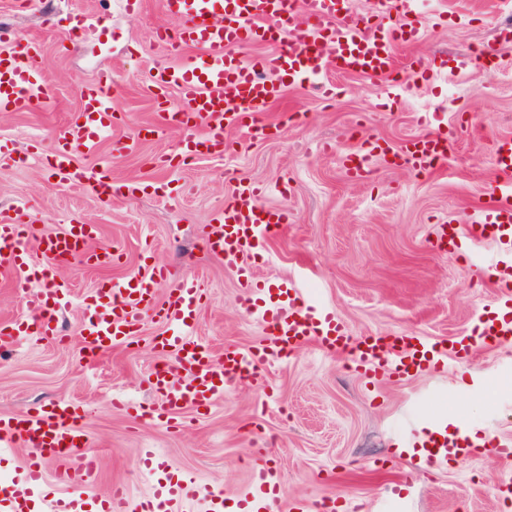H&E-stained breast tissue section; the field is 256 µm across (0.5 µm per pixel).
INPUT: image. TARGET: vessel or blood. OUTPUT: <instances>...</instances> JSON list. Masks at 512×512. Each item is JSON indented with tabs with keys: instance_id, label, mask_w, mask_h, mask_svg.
<instances>
[{
	"instance_id": "1",
	"label": "vessel or blood",
	"mask_w": 512,
	"mask_h": 512,
	"mask_svg": "<svg viewBox=\"0 0 512 512\" xmlns=\"http://www.w3.org/2000/svg\"><path fill=\"white\" fill-rule=\"evenodd\" d=\"M168 14L180 15L184 25L169 32L155 28L153 37L174 55H184L179 66L151 70L147 79L160 91L175 89V106H161L160 121L183 130L185 158L202 153H223L227 130L243 131L248 139L266 135L262 118L275 102L285 82H304L320 77L319 91L335 98L336 87L323 76L335 69L362 73L374 78L395 74L394 49L398 42L419 38L420 18L410 15L409 0H377L383 18L370 28L364 17L351 10L346 0H163ZM283 40L273 54L243 56L244 47L256 41ZM12 46L0 53V109L26 111L48 96L41 81L42 48L32 38L11 36ZM112 76L103 72L81 87V108L74 114L57 146L51 151L49 170L60 183L94 184L102 201L116 190L106 180L108 164L91 173L75 165L74 153H95L112 130ZM452 147L445 130H430L390 149L382 140L351 153L345 167L351 177L364 178L371 158L392 154L399 165L419 174L445 169ZM496 179L489 187L495 203L484 210L477 224H443L439 239L445 240L448 256H455L461 236L483 241L492 233L503 253L502 259L487 264L486 273L498 287L512 286V139L494 146ZM265 186L239 185L209 224L207 249L223 257L237 271L241 284V311L264 325L267 335L256 349L226 347L223 358H214L195 336L204 293L193 282L176 276L170 268L155 266L133 271L117 284L99 289L82 314L81 334L94 352L110 350L135 334L143 317L155 313L167 326L156 337L155 346L174 353L175 367H159L149 386L156 401L146 416L160 423L176 421L186 410L211 407L224 387L236 380L256 381L269 368L306 344H315L328 354H348L354 368L376 380L385 376L403 379L421 374H443L449 361L471 360L476 351L490 345L512 343V297L499 299L500 314L483 320L478 332L463 336L451 345L415 333L394 336H353L335 310L312 299L294 281L265 285L256 281L249 258L265 248L289 221L287 208L264 205ZM34 227L23 218L22 208L0 211V277L14 282L26 297L28 314L18 321L0 323V350L13 349L28 335H57L52 306L68 293L67 285L56 282L58 264L81 258L92 266H111L117 252L108 244H96V230L71 224L63 231L43 237L40 245L47 258L37 265L27 259ZM166 290L163 305L155 295ZM82 408L69 401L41 407L37 414L0 417V447H22L28 455L21 476L0 488V512H84L80 490L99 470V458L86 452L88 439L81 426ZM427 455L411 460L410 471L421 475L465 460L486 447L482 427L461 432L439 427L427 440ZM62 463L57 473L60 492L48 491L45 467ZM142 466L155 475L153 498L141 512H176L192 497L203 498L207 512H226L223 489L200 483L195 477L166 473L154 450H145ZM281 500L279 484L266 468L255 472L248 501L253 512H276Z\"/></svg>"
}]
</instances>
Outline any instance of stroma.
I'll return each instance as SVG.
<instances>
[{"label":"stroma","instance_id":"obj_1","mask_svg":"<svg viewBox=\"0 0 512 512\" xmlns=\"http://www.w3.org/2000/svg\"><path fill=\"white\" fill-rule=\"evenodd\" d=\"M412 10L425 33L398 45L396 61L403 68L414 57L437 58L441 68L429 80L405 91L391 77L335 70L332 100L313 87L289 85L263 114L273 128L269 139L250 141L231 130L223 155L184 161L182 133L171 125L112 155L114 140L158 120L148 72L177 62L152 37L156 26L182 24L161 0H141L133 13L121 0H54L45 13L0 0V21L41 41L50 91L49 103L0 111V143L14 157L0 165V209L25 205L39 236L71 223L94 225L100 241L121 251L107 268L77 259L58 268L70 286L59 335L24 337L0 365V416L32 414L60 400L83 409L89 449L101 459L84 489L87 501L119 485L137 507L153 491L140 464L151 448L167 471L222 486L233 506L261 465L281 485L279 512L298 503L316 512L331 500L347 512H512V500L494 495L512 479V461L487 452L415 477L399 452L421 427L447 420L512 438V345L480 348L445 379L417 375L398 383L386 376L371 386L348 356L308 344L264 380L227 387L210 411H188L183 427L169 428L112 405L114 395L127 393L148 406L151 373L173 363V354L154 347L165 330L159 317L146 316L128 344L98 355L80 336L81 309L99 288L165 263L204 290L196 336L214 357L228 346L258 347L266 330L243 315L237 273L204 241L207 224L249 182L267 187V207L290 212L289 224L250 258L256 278L293 279L335 309L351 335L417 332L446 342L470 334L479 316L498 312L497 286L468 265L466 249L453 258L440 253L436 230L474 223L494 202L493 147L512 137V40L498 35L512 22V0H413ZM75 14L94 22L78 40L70 37ZM490 43L496 52L484 55ZM104 70L119 86L115 127L96 154L75 160L88 168L110 160L117 193L107 202L92 186L56 183L27 159L34 149L51 150L81 106L77 84ZM435 113L453 135L445 170L419 176L377 157L366 178L346 173L347 154L375 138L400 145L427 131ZM469 375L476 384H465Z\"/></svg>","mask_w":512,"mask_h":512}]
</instances>
